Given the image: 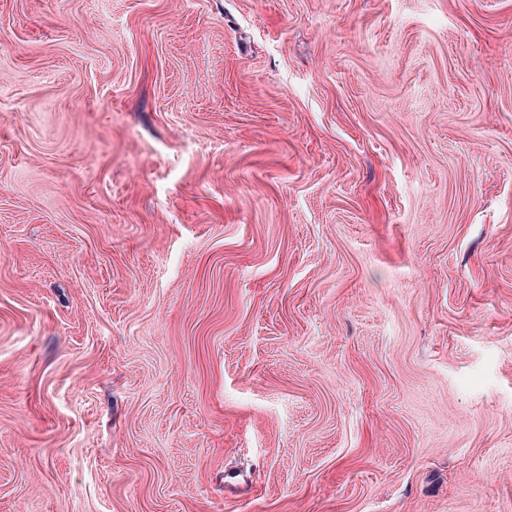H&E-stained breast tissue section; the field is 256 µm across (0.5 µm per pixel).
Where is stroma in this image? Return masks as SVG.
<instances>
[{
  "label": "stroma",
  "instance_id": "1",
  "mask_svg": "<svg viewBox=\"0 0 512 512\" xmlns=\"http://www.w3.org/2000/svg\"><path fill=\"white\" fill-rule=\"evenodd\" d=\"M0 512H512V0H0Z\"/></svg>",
  "mask_w": 512,
  "mask_h": 512
}]
</instances>
